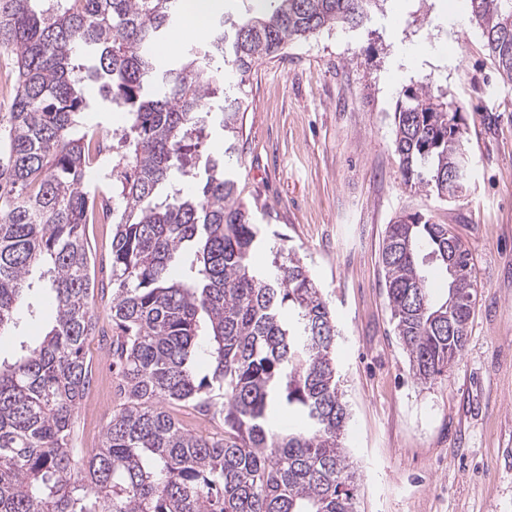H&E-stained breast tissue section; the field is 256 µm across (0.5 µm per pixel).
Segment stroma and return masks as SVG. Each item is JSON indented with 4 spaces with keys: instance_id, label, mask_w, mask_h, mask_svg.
<instances>
[{
    "instance_id": "obj_1",
    "label": "stroma",
    "mask_w": 512,
    "mask_h": 512,
    "mask_svg": "<svg viewBox=\"0 0 512 512\" xmlns=\"http://www.w3.org/2000/svg\"><path fill=\"white\" fill-rule=\"evenodd\" d=\"M441 6L384 0L356 27L259 61L245 86L238 192L264 231L259 263L295 249L336 316L357 512H512V82L470 16L448 23ZM426 78L463 107L475 167L454 200L411 188L394 151L403 92ZM404 212L448 225L475 263L465 348L428 384L396 334L381 263Z\"/></svg>"
}]
</instances>
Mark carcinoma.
<instances>
[{"mask_svg": "<svg viewBox=\"0 0 512 512\" xmlns=\"http://www.w3.org/2000/svg\"><path fill=\"white\" fill-rule=\"evenodd\" d=\"M41 2L0 0V49L16 68L13 111L0 123V338L16 328L34 272L55 307L42 340L0 359V512H356L335 318L294 249L255 264L260 230L229 160L253 66L362 23L378 0H269L263 13L220 22L182 62L155 51L182 0H54L51 11ZM468 10L512 82V0H468ZM86 81L130 115L112 165L107 284L118 404L88 452L75 444L76 410L91 383L86 345L104 330L86 237L96 202L86 139L97 126L71 136L89 109ZM404 96L394 147L406 182L463 196L468 170L448 182L462 163V107L426 78ZM213 112L224 153L203 158ZM381 262L397 335L414 376L430 383L465 345L471 254L448 225L415 212L387 225ZM430 267L445 273L441 300ZM174 406L221 429L190 431Z\"/></svg>", "mask_w": 512, "mask_h": 512, "instance_id": "carcinoma-1", "label": "carcinoma"}]
</instances>
